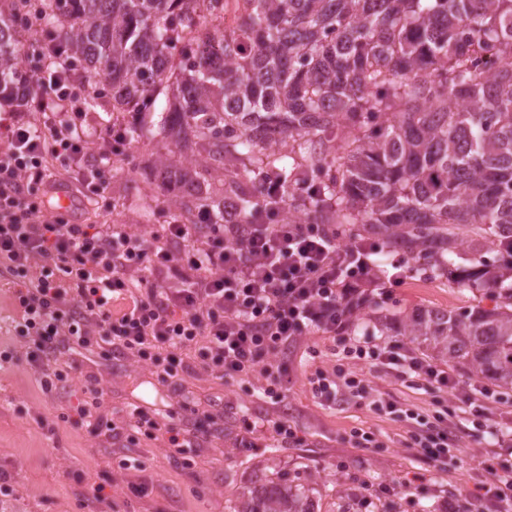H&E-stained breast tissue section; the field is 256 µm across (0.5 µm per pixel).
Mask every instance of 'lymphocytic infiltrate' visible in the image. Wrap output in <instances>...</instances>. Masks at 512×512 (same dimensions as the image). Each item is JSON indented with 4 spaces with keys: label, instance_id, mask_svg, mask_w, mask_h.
Here are the masks:
<instances>
[{
    "label": "lymphocytic infiltrate",
    "instance_id": "lymphocytic-infiltrate-1",
    "mask_svg": "<svg viewBox=\"0 0 512 512\" xmlns=\"http://www.w3.org/2000/svg\"><path fill=\"white\" fill-rule=\"evenodd\" d=\"M85 84L74 65L32 64L26 71V110L0 118V271L12 277L22 320L15 331L45 390L66 381L58 362L62 349L99 351L104 359L147 361L163 381L204 370L227 382L260 380L271 403L285 397L292 375L278 354L313 332L328 335L341 354L367 361L372 371L421 382L464 403L474 423L487 420L497 397L473 398L445 369L415 356L399 341L386 346L351 341L359 311L376 299L383 281L401 284L377 261L381 244L368 236L345 235L332 224H293L284 219L288 195L268 179L259 186L268 210L243 221L235 198L224 200V218L200 212L197 223L166 224L150 234H133L124 224H77L49 214L43 193L55 183L49 160L75 174L93 196L109 190L102 165L128 148L122 130H107L90 143L83 129ZM99 164H89L90 154ZM196 350L193 358L183 351ZM308 382L326 403L366 405L410 427V445L420 458L461 464L463 450L452 420L425 422L363 374L343 368L315 369ZM77 407L78 422L97 434L118 437L123 428L165 439L175 449L200 448L210 430L183 418L159 422L133 408L125 424L101 414L102 389L88 386ZM485 481L465 487L448 501L491 512H512V445L497 438L485 449Z\"/></svg>",
    "mask_w": 512,
    "mask_h": 512
}]
</instances>
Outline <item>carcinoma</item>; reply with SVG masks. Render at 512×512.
<instances>
[{"label":"carcinoma","instance_id":"cac0c4a2","mask_svg":"<svg viewBox=\"0 0 512 512\" xmlns=\"http://www.w3.org/2000/svg\"><path fill=\"white\" fill-rule=\"evenodd\" d=\"M226 35L202 11L223 0H36L49 38L146 116L176 80L163 118L186 164L167 203L219 220L265 208L255 185L288 189V221L368 228L383 247L495 298L491 309L424 310L402 335L448 365L512 387V0H241ZM15 15L0 16V97L23 90ZM456 107L448 108V101ZM255 152L253 188H215L224 162ZM467 245L472 259L456 263ZM495 256L487 259V245ZM237 512H312L272 481Z\"/></svg>","mask_w":512,"mask_h":512}]
</instances>
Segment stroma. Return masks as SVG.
<instances>
[{
	"label": "stroma",
	"mask_w": 512,
	"mask_h": 512,
	"mask_svg": "<svg viewBox=\"0 0 512 512\" xmlns=\"http://www.w3.org/2000/svg\"><path fill=\"white\" fill-rule=\"evenodd\" d=\"M164 146L158 136L113 157L105 169L110 191L104 197L86 196L77 183H70L71 219L126 224L134 232L176 221L178 214L165 202L162 178L152 165L154 153ZM385 291L380 309L360 311L353 336L369 333L377 342H388L397 337L389 321L414 310L462 311L490 304L486 296L447 278L413 271L401 285ZM18 319L15 285L0 274V352L12 354L0 360V470L14 475L19 494L18 500L0 502V512H233L244 492L270 480L304 491L315 512H445L449 497L459 495L463 485L485 480L482 451L492 433H512V389L503 392L492 416L493 430L487 433L473 428L462 403L451 395L437 397L381 376L377 388L402 407L426 415L439 398L457 414L461 465L421 460L406 446L404 423L364 405L329 406L315 396L308 375L339 363L332 338L319 333L280 352L295 378L279 405L260 399L254 383L227 384L201 371L182 375L175 385L162 381L148 363L120 357L107 361L90 351H63L60 359L69 363V377L46 392L14 331ZM92 376L104 392L103 410L118 419L134 405L161 417L173 412L200 425L217 416L210 443L180 453L163 439L140 432L127 430L109 440L92 434L87 425L73 424L70 416L85 400ZM283 411L304 436L301 446L259 432L254 447H237L243 419ZM355 431L373 434L377 447H352L349 438ZM133 484L146 486V493L132 494ZM100 485L111 486V503L96 498Z\"/></svg>",
	"instance_id": "1"
}]
</instances>
